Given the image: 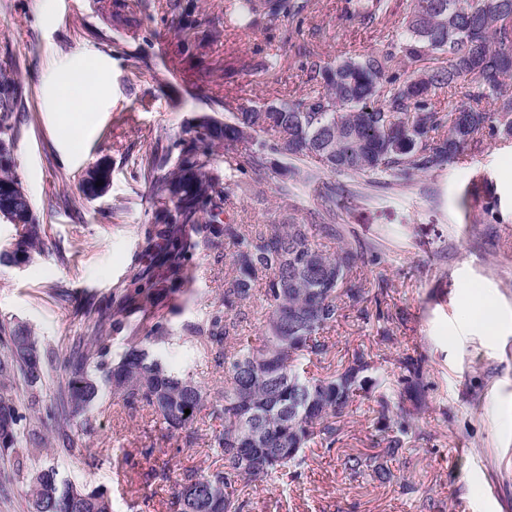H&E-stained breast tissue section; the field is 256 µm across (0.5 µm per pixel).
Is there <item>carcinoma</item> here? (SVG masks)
<instances>
[{
  "instance_id": "cac0c4a2",
  "label": "carcinoma",
  "mask_w": 512,
  "mask_h": 512,
  "mask_svg": "<svg viewBox=\"0 0 512 512\" xmlns=\"http://www.w3.org/2000/svg\"><path fill=\"white\" fill-rule=\"evenodd\" d=\"M390 0H349L350 13L372 22L387 14ZM302 0H237L239 16L252 24L261 18H295ZM312 89L292 103L269 105V111L246 108L224 121L194 130L190 147L175 169L155 181V194L172 204L157 215L154 236L162 243L156 271L143 281L131 280L142 306H151L161 290L175 289L187 278L182 262L185 224L205 225V247L224 245L231 258L224 276V309L191 327L192 333L218 364L224 386L217 415L222 429L212 433L210 447L223 458L219 468L192 472L178 480L171 512H244L238 486L264 482L278 488L284 476L301 474L305 449L315 441L330 450L339 441V415L361 393L381 387L369 376L371 363L362 351L348 364L325 376H308L302 362L329 351L323 333L340 317L342 298L366 294L353 270L365 248L343 244L322 249L316 240L341 239L335 224L336 189L329 188L317 224L284 221L254 233L246 224L221 222L230 187L208 172L219 146L252 141L249 154L255 175L267 169L270 155L292 160L281 199L308 188L329 172L349 178L376 176L391 187H405L416 177L443 170L484 131L512 135V0H411L400 30L385 49L360 57H342L330 65L304 52ZM437 56V63L400 79L393 65ZM460 80L470 84L468 101L443 110L438 92ZM21 85L0 76V139L13 144L9 123ZM14 162L0 165V210L11 208L21 230L11 247L0 252V264L28 262L47 248L43 225L31 200L14 176ZM100 162L88 170L83 192L98 195V176L111 178ZM265 282L262 343L231 348V330L242 309ZM85 335L73 349L56 353L20 322H0V496L19 488L26 512H112L107 495L67 482L58 470L23 462L34 456L30 434L42 427L63 434L69 461L87 463V441L98 432L87 409L102 387L126 403L151 410L168 434L197 439V414L210 403L211 389L192 376L179 377L149 358L147 346L170 338L158 321L133 341L114 364L106 361L112 331V305L83 310ZM382 428L390 432L384 454L404 457L412 428L410 411L393 402L391 392L376 396ZM191 410L185 414V410ZM353 477L370 471L383 482L391 471L377 457L361 452L341 459Z\"/></svg>"
}]
</instances>
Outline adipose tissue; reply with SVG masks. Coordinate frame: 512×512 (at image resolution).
I'll list each match as a JSON object with an SVG mask.
<instances>
[{
	"instance_id": "1",
	"label": "adipose tissue",
	"mask_w": 512,
	"mask_h": 512,
	"mask_svg": "<svg viewBox=\"0 0 512 512\" xmlns=\"http://www.w3.org/2000/svg\"><path fill=\"white\" fill-rule=\"evenodd\" d=\"M43 94L61 136L74 142L112 104L111 64L93 52L68 58L48 72Z\"/></svg>"
}]
</instances>
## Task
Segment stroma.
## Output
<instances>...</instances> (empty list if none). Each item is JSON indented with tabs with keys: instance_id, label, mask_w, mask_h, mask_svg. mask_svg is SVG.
<instances>
[{
	"instance_id": "1",
	"label": "stroma",
	"mask_w": 512,
	"mask_h": 512,
	"mask_svg": "<svg viewBox=\"0 0 512 512\" xmlns=\"http://www.w3.org/2000/svg\"><path fill=\"white\" fill-rule=\"evenodd\" d=\"M38 2L0 0V72L26 89L15 113L13 172L50 245L22 266L0 265V321L28 323L63 352L84 333L81 307L109 298L119 308L111 355L161 317L177 340L151 347V355L219 389L222 369L184 327L220 308L230 263L223 249L200 247L187 227L185 285L157 294L148 309L122 300L133 275L154 267L160 251L148 238L165 203L153 194L145 160L156 151L177 160L198 117L221 120L300 99L308 82L296 44H309L325 63L382 50L411 0H392L390 13L369 25L350 15L347 0H309L295 21L271 18L254 28L237 21L234 0H54L49 14ZM84 51L110 59L112 105L71 150L44 109L43 80L49 60ZM247 158L244 144L213 154L210 172L220 182L253 185L250 196L226 197L223 219L257 231L287 218L311 223L320 185L282 202L279 172L254 181ZM100 162L110 165L112 181L101 196L86 197L82 179ZM473 177L478 191L469 196ZM334 181L349 192L336 206L345 241L374 245L376 253L357 270L367 294L344 304L326 332L329 353L308 371L340 369L362 349L396 394L410 358L424 396L411 409L406 459L390 462V480L353 479L340 465L344 453L382 449L378 407L359 398L343 412L335 448L311 444L286 494L260 482L243 489L247 512H512V140L485 136L480 149L406 189L372 187L364 176ZM473 290L492 305L476 319L466 307ZM383 326L390 340L379 335ZM89 413L98 423L91 465L68 463L56 449L41 451L38 463L103 490L112 512H170L175 487L153 472L179 476L222 464L206 440L221 425L211 408L198 414L201 437L190 447L164 435L148 408L110 391Z\"/></svg>"
}]
</instances>
